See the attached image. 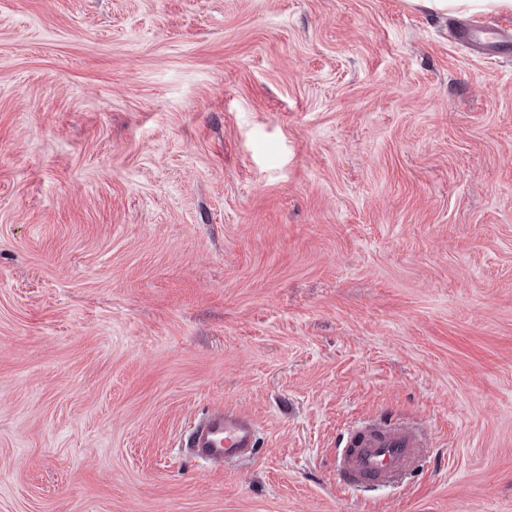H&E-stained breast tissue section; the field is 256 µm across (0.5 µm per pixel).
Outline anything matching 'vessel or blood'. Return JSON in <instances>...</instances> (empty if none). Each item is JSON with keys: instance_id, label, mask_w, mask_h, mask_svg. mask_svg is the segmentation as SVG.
Listing matches in <instances>:
<instances>
[{"instance_id": "1", "label": "vessel or blood", "mask_w": 512, "mask_h": 512, "mask_svg": "<svg viewBox=\"0 0 512 512\" xmlns=\"http://www.w3.org/2000/svg\"><path fill=\"white\" fill-rule=\"evenodd\" d=\"M459 40L485 55L512 50V31L483 22L461 23ZM195 458L214 465L251 456L258 446L253 419L235 409L217 406L183 441ZM430 444L418 426L394 417L349 425L336 440V474L349 487L373 489L400 484L426 456Z\"/></svg>"}]
</instances>
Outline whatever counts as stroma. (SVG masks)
<instances>
[{"label":"stroma","instance_id":"35a3bbf8","mask_svg":"<svg viewBox=\"0 0 512 512\" xmlns=\"http://www.w3.org/2000/svg\"><path fill=\"white\" fill-rule=\"evenodd\" d=\"M411 0H0V512H512V59ZM254 457L181 450L210 406ZM431 453L336 484L343 424Z\"/></svg>","mask_w":512,"mask_h":512}]
</instances>
